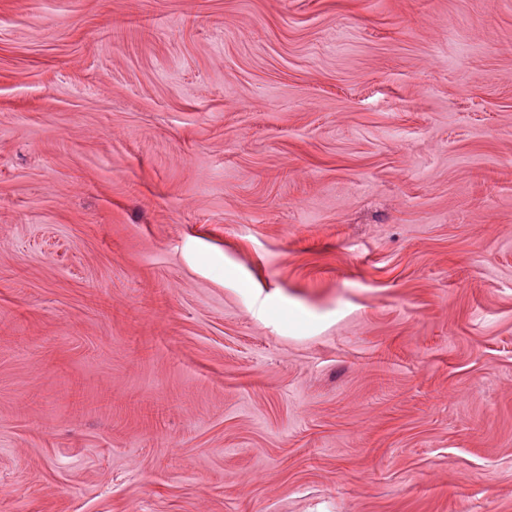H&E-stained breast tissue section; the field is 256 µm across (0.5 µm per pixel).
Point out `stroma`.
<instances>
[{"instance_id":"1","label":"stroma","mask_w":512,"mask_h":512,"mask_svg":"<svg viewBox=\"0 0 512 512\" xmlns=\"http://www.w3.org/2000/svg\"><path fill=\"white\" fill-rule=\"evenodd\" d=\"M0 512H512V0H0Z\"/></svg>"}]
</instances>
